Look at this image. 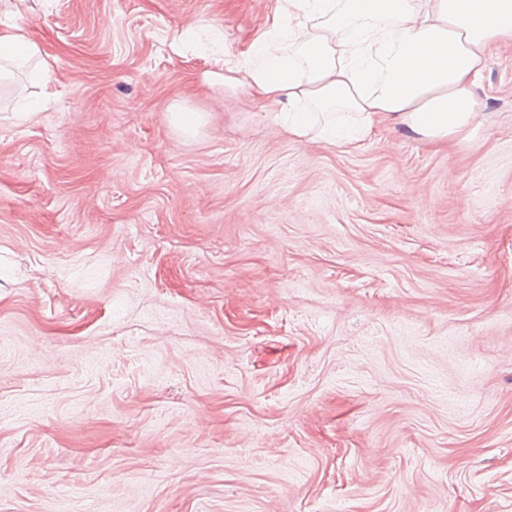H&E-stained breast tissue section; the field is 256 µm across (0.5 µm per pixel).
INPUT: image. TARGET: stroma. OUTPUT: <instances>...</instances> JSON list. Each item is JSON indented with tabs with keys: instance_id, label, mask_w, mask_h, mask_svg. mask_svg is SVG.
Instances as JSON below:
<instances>
[{
	"instance_id": "stroma-1",
	"label": "stroma",
	"mask_w": 512,
	"mask_h": 512,
	"mask_svg": "<svg viewBox=\"0 0 512 512\" xmlns=\"http://www.w3.org/2000/svg\"><path fill=\"white\" fill-rule=\"evenodd\" d=\"M272 4L0 13V512H512V44L467 146L334 144L171 48ZM39 53L38 46L18 27L0 29V79L7 70L1 62L17 63L28 60Z\"/></svg>"
}]
</instances>
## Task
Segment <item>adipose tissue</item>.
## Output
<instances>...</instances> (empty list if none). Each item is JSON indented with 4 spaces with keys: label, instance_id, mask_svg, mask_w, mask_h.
I'll use <instances>...</instances> for the list:
<instances>
[{
    "label": "adipose tissue",
    "instance_id": "ef3b65f1",
    "mask_svg": "<svg viewBox=\"0 0 512 512\" xmlns=\"http://www.w3.org/2000/svg\"><path fill=\"white\" fill-rule=\"evenodd\" d=\"M512 42V0H276L267 29L241 59L223 41L224 82L288 105V130L309 134L314 112L349 111V131L326 122L321 138L350 143L383 123L432 142L468 140L484 117L472 88L486 55Z\"/></svg>",
    "mask_w": 512,
    "mask_h": 512
}]
</instances>
